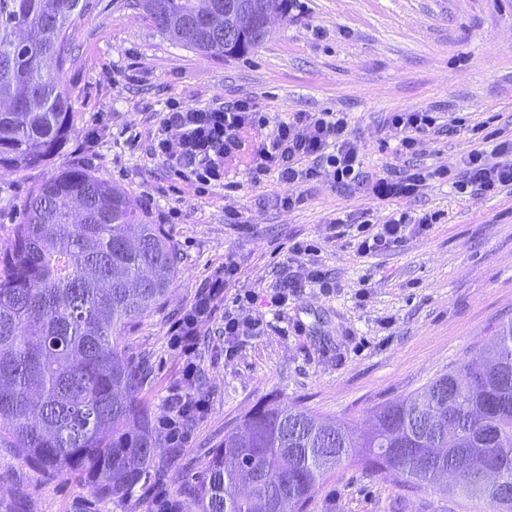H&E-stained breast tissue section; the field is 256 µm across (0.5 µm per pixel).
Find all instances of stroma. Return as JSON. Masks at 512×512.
Masks as SVG:
<instances>
[{"instance_id":"35a3bbf8","label":"stroma","mask_w":512,"mask_h":512,"mask_svg":"<svg viewBox=\"0 0 512 512\" xmlns=\"http://www.w3.org/2000/svg\"><path fill=\"white\" fill-rule=\"evenodd\" d=\"M77 21L78 54L61 76L74 104L72 128L41 165L0 168V238L22 220L44 180L71 165L124 189L153 224L163 225L181 263L158 308L124 340L147 356L151 380L141 398L157 418L175 388L204 404L177 456L158 448L167 475L107 512H197L194 485L225 432L261 405L294 406L353 435L375 407L396 401L465 361L480 360L499 324L512 318V190L458 193L427 181L417 197L379 203L365 184L418 168L457 174L472 148L469 129L495 140L512 135V0H294L265 43L239 57H214L172 44L128 0H86ZM250 99L258 112H345L361 145L363 183L331 176L301 185L252 178L257 143L247 136L226 185L189 183L156 158L150 132L168 106L213 107ZM425 109L437 123L419 151L397 150L389 113ZM300 207L279 208L278 195ZM244 225L224 221L225 206ZM440 213L437 224L385 253L351 246L363 210ZM343 219L344 235L330 223ZM312 245L332 283L307 288L267 312L265 333L224 358V305L198 327L184 355L171 326L194 306L204 283L223 277L232 257L231 293L266 297L293 243ZM91 498L77 474L51 478L0 447V512H74ZM306 512H469L459 498L407 490L393 473L357 466L329 472Z\"/></svg>"}]
</instances>
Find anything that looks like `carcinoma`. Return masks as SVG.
<instances>
[{
	"instance_id": "carcinoma-1",
	"label": "carcinoma",
	"mask_w": 512,
	"mask_h": 512,
	"mask_svg": "<svg viewBox=\"0 0 512 512\" xmlns=\"http://www.w3.org/2000/svg\"><path fill=\"white\" fill-rule=\"evenodd\" d=\"M226 0H129L175 44L217 57L262 44H224L205 18ZM81 0H0V166L41 164L63 142L73 102L59 73L77 45ZM179 256L121 188L71 167L41 183L0 244V445L52 476L77 473L94 502L133 494L154 475L157 419L141 400L145 363L121 339L158 308ZM485 362H464L399 401L378 406L355 441L346 424L263 406L224 435L197 477L198 512H303L324 475L345 463L395 473L410 491L452 488L475 512H512V321ZM184 428L191 394L169 401ZM508 486L501 498L483 470Z\"/></svg>"
}]
</instances>
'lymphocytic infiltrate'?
Listing matches in <instances>:
<instances>
[{"label": "lymphocytic infiltrate", "instance_id": "1", "mask_svg": "<svg viewBox=\"0 0 512 512\" xmlns=\"http://www.w3.org/2000/svg\"><path fill=\"white\" fill-rule=\"evenodd\" d=\"M388 121L402 133L400 151L412 154L418 149L419 133L434 126L437 119L431 112L413 110L391 113ZM251 131L261 136L254 180L273 173L283 183L307 184L327 174L347 185L361 175L360 147L351 134L346 113L295 112L272 120L254 112L246 99L218 107L168 109L153 133V149L189 181L207 184L223 179L226 165L244 151V136ZM496 153L498 159L493 162L477 146L470 150L454 187L486 194L512 187V139L500 141ZM436 221V214L427 211L396 209L378 218L365 215L358 224L360 235L354 249L360 255L388 250L428 230ZM237 274L234 260L225 259L223 279L204 286L191 312L173 325L178 340H188L195 327L210 317L215 301L235 282ZM327 285L322 266L310 260L301 270L282 271L270 303L282 307L300 288ZM256 302L255 295L247 292L236 295L232 307L225 309V357H232L240 344L267 327L266 315L256 310Z\"/></svg>", "mask_w": 512, "mask_h": 512}]
</instances>
